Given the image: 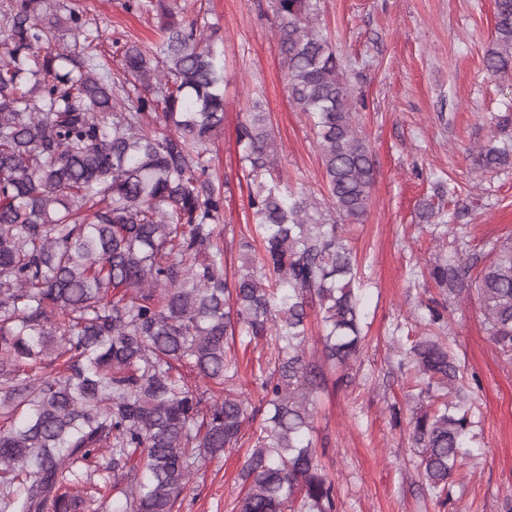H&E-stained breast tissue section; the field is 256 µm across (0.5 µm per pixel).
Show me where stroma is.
<instances>
[{
  "mask_svg": "<svg viewBox=\"0 0 512 512\" xmlns=\"http://www.w3.org/2000/svg\"><path fill=\"white\" fill-rule=\"evenodd\" d=\"M125 0H79L104 50L115 42L153 47L159 19L127 10ZM175 12L198 9L224 36L228 74L224 125L212 144V170L226 186L222 240L236 252L250 222L247 176L236 128L252 90L283 144L277 165L289 185L327 196L308 120L288 97L270 0H170ZM495 0H320V24L335 40L354 90L360 129L374 160L370 206L350 226L348 244L367 288L365 350L350 386L321 392L316 437L338 485L339 512H512V360L492 344L477 298L448 304L445 340L466 378L475 380L476 448L463 460L447 510L422 483L408 423L411 396L390 346L398 331L423 328L429 298L441 292L423 272L434 264L439 228L419 212L436 177L455 185L448 241L486 265L512 236V167L478 169L471 147L512 136V80L491 77L484 57L494 37ZM249 443L204 464L180 512H230L241 490Z\"/></svg>",
  "mask_w": 512,
  "mask_h": 512,
  "instance_id": "35a3bbf8",
  "label": "stroma"
}]
</instances>
